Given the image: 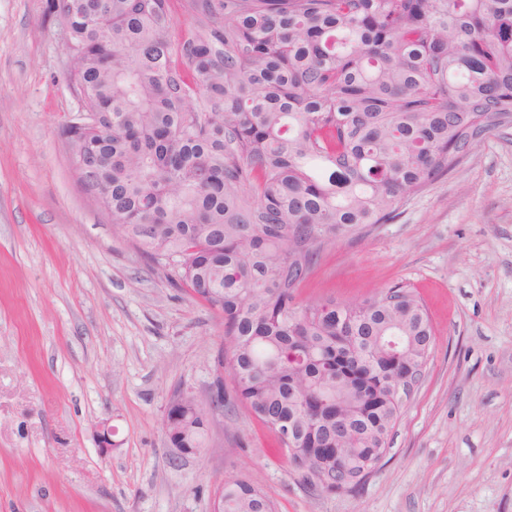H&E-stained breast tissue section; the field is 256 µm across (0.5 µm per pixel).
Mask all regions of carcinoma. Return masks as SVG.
Here are the masks:
<instances>
[{
  "mask_svg": "<svg viewBox=\"0 0 512 512\" xmlns=\"http://www.w3.org/2000/svg\"><path fill=\"white\" fill-rule=\"evenodd\" d=\"M48 0L78 48L68 76L100 115L61 135L112 227L224 319L218 365L288 465L361 488L401 413L391 378L434 337L410 290L302 304L325 244L399 215L487 134L512 128V0ZM179 447L205 441L187 396ZM326 448H337L333 455ZM222 512H272L243 478Z\"/></svg>",
  "mask_w": 512,
  "mask_h": 512,
  "instance_id": "carcinoma-1",
  "label": "carcinoma"
}]
</instances>
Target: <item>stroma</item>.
<instances>
[{"mask_svg":"<svg viewBox=\"0 0 512 512\" xmlns=\"http://www.w3.org/2000/svg\"><path fill=\"white\" fill-rule=\"evenodd\" d=\"M46 3L0 0V512H210L229 475L274 512H512V133L325 246L298 291L355 303L402 285L430 318L424 375L359 492L299 483L235 403L177 458L164 412L181 388L208 406L224 322L82 190L60 135L82 102Z\"/></svg>","mask_w":512,"mask_h":512,"instance_id":"obj_1","label":"stroma"}]
</instances>
